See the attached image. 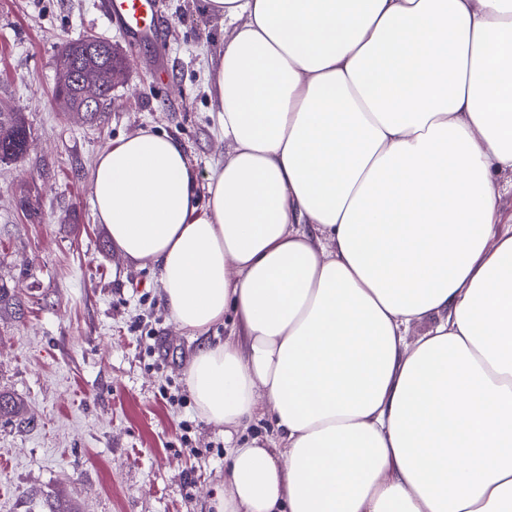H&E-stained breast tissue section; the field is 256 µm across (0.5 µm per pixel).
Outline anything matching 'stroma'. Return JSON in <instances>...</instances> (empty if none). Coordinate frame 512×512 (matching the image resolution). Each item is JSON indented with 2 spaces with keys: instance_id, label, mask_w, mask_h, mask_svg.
Wrapping results in <instances>:
<instances>
[{
  "instance_id": "stroma-1",
  "label": "stroma",
  "mask_w": 512,
  "mask_h": 512,
  "mask_svg": "<svg viewBox=\"0 0 512 512\" xmlns=\"http://www.w3.org/2000/svg\"><path fill=\"white\" fill-rule=\"evenodd\" d=\"M158 38L110 30L97 0H0V104L22 112L25 156L0 162V512H210L224 485V429L184 380L200 342L176 328L159 271L117 253L91 171L112 142L178 139L200 187L228 151L211 76L224 20L204 0H158ZM109 40L120 73L105 112L55 98L65 40Z\"/></svg>"
}]
</instances>
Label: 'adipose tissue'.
I'll return each mask as SVG.
<instances>
[{
	"label": "adipose tissue",
	"instance_id": "adipose-tissue-1",
	"mask_svg": "<svg viewBox=\"0 0 512 512\" xmlns=\"http://www.w3.org/2000/svg\"><path fill=\"white\" fill-rule=\"evenodd\" d=\"M205 4L206 193L148 130L91 181L182 331L234 322L184 372L224 428L215 512H512V0ZM263 416L277 451L243 436Z\"/></svg>",
	"mask_w": 512,
	"mask_h": 512
}]
</instances>
